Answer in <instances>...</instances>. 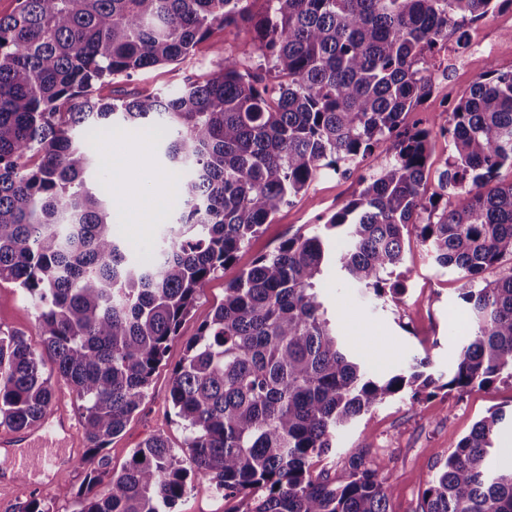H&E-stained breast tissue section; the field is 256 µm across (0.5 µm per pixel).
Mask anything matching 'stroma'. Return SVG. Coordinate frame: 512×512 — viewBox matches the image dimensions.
Returning <instances> with one entry per match:
<instances>
[{"mask_svg": "<svg viewBox=\"0 0 512 512\" xmlns=\"http://www.w3.org/2000/svg\"><path fill=\"white\" fill-rule=\"evenodd\" d=\"M470 48L461 50L455 36L443 47L448 52V69L435 74L432 93L404 117L408 128H435L440 115L451 113L472 83L489 69L512 71V7L507 6L482 21L467 25ZM243 28H214L208 39L184 60L149 68L132 77L116 79L112 96L130 98L147 93H170L189 81L220 70L224 51L244 40ZM489 46V53L475 50V42ZM123 140L131 155L138 157L137 181L145 186L169 183L165 159L145 130L122 129L103 136V143ZM385 162L380 152L367 155L346 174L325 171L263 225L260 233L241 250L235 260L215 274L205 285L195 307L180 329L162 365L153 376L148 396L125 430L106 448L113 468H121L148 437L162 433L173 447H181L182 428L169 404V382L174 365L185 356V345L199 325L209 319L224 300L225 286L249 269L255 259L272 251L282 241L306 233L324 223L352 200L362 177L376 172ZM405 291L397 297L376 298L371 292L348 285L336 266L324 268L319 278L320 297L336 320V329L345 340H356L360 350L369 352V370L377 376L389 375L413 363L431 360L430 373L447 377L453 370L467 334L465 305L459 297L461 283L456 272L437 266L417 240H407L400 267ZM0 329L25 335L31 347L43 355L42 371L51 377L55 393L63 394L71 416H78L79 402L72 387L56 376V365L42 352V338L36 327L32 305L20 288L0 283ZM512 411V381L502 379L492 385L461 394L445 389L421 402L394 398L379 405L341 431L331 452L314 464L315 472L328 474L339 482L349 472V460L358 446H365L367 458L392 487L390 512H418L421 492L434 473L440 458L467 435L487 411ZM75 463L65 473L45 476L42 471L9 494L0 496V512H19L32 498L45 500L53 512H75L76 493L87 471L97 465L86 453L84 439H77Z\"/></svg>", "mask_w": 512, "mask_h": 512, "instance_id": "stroma-1", "label": "stroma"}]
</instances>
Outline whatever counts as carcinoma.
<instances>
[{
    "label": "carcinoma",
    "instance_id": "1",
    "mask_svg": "<svg viewBox=\"0 0 512 512\" xmlns=\"http://www.w3.org/2000/svg\"><path fill=\"white\" fill-rule=\"evenodd\" d=\"M17 0L0 16V282L29 298L44 350L81 401L87 452L76 512H172L196 481L224 512H389L391 486L358 448L345 481L313 470L336 434L404 389L417 402L429 359L368 373L336 334L316 285L330 262L376 297L400 295L413 234L462 281L469 331L442 387L512 380V72L480 76L451 116L437 189L424 197L434 131L402 123L433 90L427 59L448 31L512 0ZM244 25L217 75L173 94L116 99L119 77L193 54L216 25ZM274 82L242 69L252 49ZM162 128L181 210L148 260L113 232L88 186L94 139ZM395 150L356 198L259 257L186 343L169 402L183 457L155 434L116 471L104 454L209 279L327 168ZM53 398L25 336L0 329V426L36 429ZM505 415L490 412L435 464L420 512H512V467L494 465Z\"/></svg>",
    "mask_w": 512,
    "mask_h": 512
}]
</instances>
